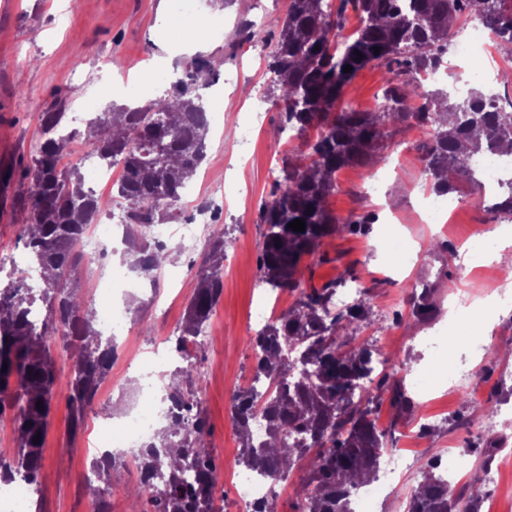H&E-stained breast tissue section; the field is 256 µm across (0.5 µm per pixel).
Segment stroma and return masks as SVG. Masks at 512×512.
<instances>
[{"label": "stroma", "mask_w": 512, "mask_h": 512, "mask_svg": "<svg viewBox=\"0 0 512 512\" xmlns=\"http://www.w3.org/2000/svg\"><path fill=\"white\" fill-rule=\"evenodd\" d=\"M206 15L225 20L223 34L206 35L196 50H189V36H174L168 24L169 0H78L69 9L64 0H0V170H20L31 164L41 137L43 113L62 109L69 116L83 114L78 122L79 139H86L85 121L93 112L128 98L118 79L131 64L153 67L166 73L182 72L193 54L217 62H237L241 72L223 93L204 97L207 110L224 115L223 132L209 131L212 145L201 165L211 185L223 186L221 222L228 230L224 264V288L212 317L224 336L223 363H216L209 349L197 355L202 376L201 410L207 421L209 446L224 469L217 496L224 512H237L235 459L240 450L231 422L230 402L240 386L250 382L255 353L250 345L254 310L260 301L274 302L275 295L260 281L259 260L263 246L261 207L269 201L275 182L271 166L297 161L298 151L276 155L282 138L283 112L269 103L261 131L242 141L240 129L250 120L254 98L267 97L265 59L254 58L237 30L252 19L255 0H197ZM112 62L111 71L99 67ZM387 73L372 63L361 69L347 85L342 106L361 112L373 111L382 95ZM384 148L368 164H352L336 174V189L327 199L328 209L342 219L375 217L369 233H338L323 240L320 261H304L300 268L306 285L322 287L353 270L356 281L367 291L375 317L392 320L396 298L406 296L412 284L428 281L435 286L438 313L421 324H401L396 334H381L372 344L379 359L407 368H417L432 356L427 340L447 327L448 306L463 295L479 298L480 285L495 269L486 254L494 252L500 222L492 220L469 183L453 192V206L445 224H420L415 219L423 196L431 186L421 170L419 155L404 157L393 145L417 147L430 137L429 127L395 124L384 130ZM378 178L386 197H368L364 183ZM18 180L0 185V256L9 258L23 249L22 215L15 203ZM406 233L423 246L416 263L394 272L384 255L388 233ZM447 243V251L437 243ZM205 244L192 252H180L177 264L166 267L160 289L144 286L128 299V316L153 340L170 326L183 322L187 303L195 291L197 274L208 262ZM474 334L489 349L476 373L458 390H441L427 403L415 402L405 413L391 405L390 392H383L377 425L392 431L396 447L407 449L410 467L403 488H416L424 466L439 449L451 448L466 456L470 470L465 487L480 484V449L512 448V430L498 428V413L512 412V385L500 384L501 371L512 369V297L486 312ZM123 358H115L108 373L119 381L109 401H94L80 429H73L67 407L72 374L69 356L57 359L55 395L42 443L43 467L36 485L41 512H91L96 497H108L113 486L125 483L122 468H114L106 481L88 484L81 471L94 454L92 448L99 422L122 415L135 396L139 380L123 376ZM489 409L486 417L476 408Z\"/></svg>", "instance_id": "obj_1"}]
</instances>
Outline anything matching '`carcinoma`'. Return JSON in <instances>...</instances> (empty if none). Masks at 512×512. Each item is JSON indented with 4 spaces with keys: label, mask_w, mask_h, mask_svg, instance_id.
<instances>
[{
    "label": "carcinoma",
    "mask_w": 512,
    "mask_h": 512,
    "mask_svg": "<svg viewBox=\"0 0 512 512\" xmlns=\"http://www.w3.org/2000/svg\"><path fill=\"white\" fill-rule=\"evenodd\" d=\"M349 5L360 11V26L345 37ZM466 20L486 24L499 43L512 45V0H338L329 13L323 0H288L279 35L266 55L268 91L282 106L287 126L303 132L318 122L325 132L308 145L306 162L288 165L276 180L264 209L262 282L272 292L296 291L298 298L292 310L250 337L256 366L251 386L232 397L231 420L241 442L235 465L242 470L265 471L278 484L308 460L311 489L296 512H352L350 491L363 483L359 475L376 478L391 442L390 433L376 424L381 390L391 385L392 404L399 411L413 407L404 381L393 372H376L370 340L360 339L361 330L373 323L367 298L336 308L337 288L355 280L352 271L344 270L321 288H309L298 277L301 262L316 257L322 239L342 231L362 233L369 226L367 220H341L328 210L336 172L368 161L386 126L411 119L431 129L421 158L436 193L455 191L465 180L468 162L480 153L512 158V101L488 89L474 88L453 101L444 87L421 88V74L444 66L450 32ZM371 63L392 74L380 109L337 108L355 72ZM347 65L352 72H343ZM215 68L211 58L198 55L172 94L137 107L117 106L88 122L89 142L100 162L120 161L126 170V178L112 186V200L127 205L133 268L142 273L160 267L168 252L167 245L149 238L148 229L176 219V203L205 158L208 127L197 90L201 77ZM64 122L61 109L43 114L33 163L21 172L27 183L19 195L26 215L22 239L41 272L39 300L48 312L42 329L27 318L28 266L15 265L0 279V417L11 414L18 438L15 454L0 456V482L37 481L43 459L41 444L33 439L48 425L56 356L75 358L68 403L76 430L114 358V348L102 345L94 328L96 311L79 292L77 245L99 209L80 171L58 167L63 148L58 131ZM448 125L451 135L444 131ZM488 210L512 222V181ZM295 219L304 220V231L288 227ZM206 243L210 263L198 275L175 348L198 335L222 291L224 226L213 227ZM433 294L428 282L412 289L410 317L429 320L435 313ZM174 376L178 382L167 390L178 412L171 427L157 431L142 453L145 472L157 481L134 492L146 497L149 512H224L215 498L222 474L200 410V372L191 364ZM257 425L267 436L259 446L253 436ZM436 468L429 465L408 512H478L481 493L454 494Z\"/></svg>",
    "instance_id": "carcinoma-1"
}]
</instances>
